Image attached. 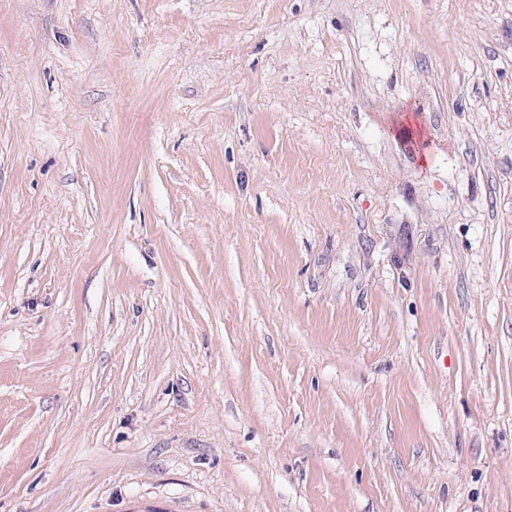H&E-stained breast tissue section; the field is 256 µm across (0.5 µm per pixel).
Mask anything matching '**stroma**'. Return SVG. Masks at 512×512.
Returning <instances> with one entry per match:
<instances>
[{"label":"stroma","instance_id":"35a3bbf8","mask_svg":"<svg viewBox=\"0 0 512 512\" xmlns=\"http://www.w3.org/2000/svg\"><path fill=\"white\" fill-rule=\"evenodd\" d=\"M0 512H512V0H0Z\"/></svg>","mask_w":512,"mask_h":512}]
</instances>
